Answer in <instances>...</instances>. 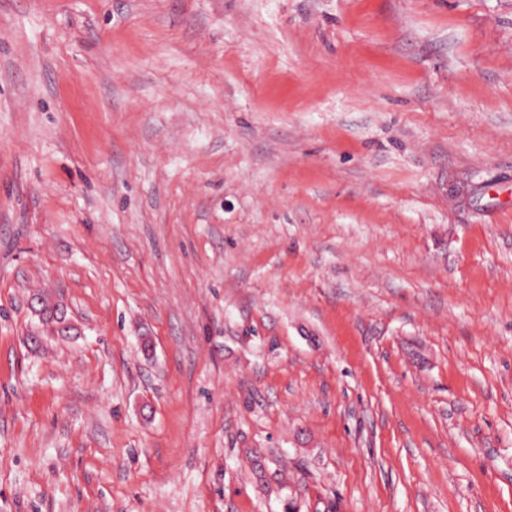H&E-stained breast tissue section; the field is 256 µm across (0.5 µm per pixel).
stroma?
<instances>
[{
	"label": "stroma",
	"mask_w": 512,
	"mask_h": 512,
	"mask_svg": "<svg viewBox=\"0 0 512 512\" xmlns=\"http://www.w3.org/2000/svg\"><path fill=\"white\" fill-rule=\"evenodd\" d=\"M0 512H512V0H0Z\"/></svg>",
	"instance_id": "35a3bbf8"
}]
</instances>
